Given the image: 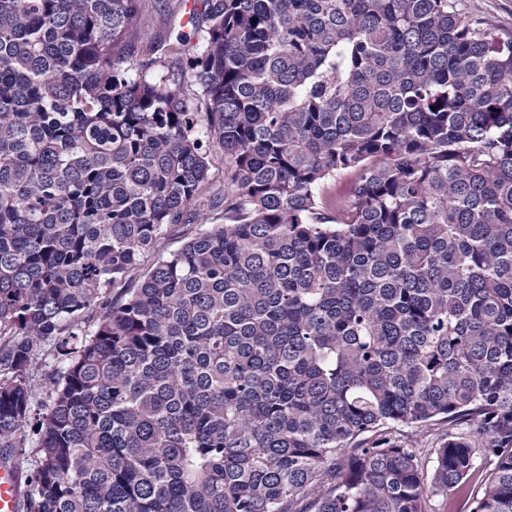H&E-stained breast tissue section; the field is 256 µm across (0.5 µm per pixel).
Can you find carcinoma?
Returning <instances> with one entry per match:
<instances>
[{"mask_svg":"<svg viewBox=\"0 0 512 512\" xmlns=\"http://www.w3.org/2000/svg\"><path fill=\"white\" fill-rule=\"evenodd\" d=\"M196 31L202 106L132 73L140 0H0L28 512H512V34L453 0H202Z\"/></svg>","mask_w":512,"mask_h":512,"instance_id":"cac0c4a2","label":"carcinoma"}]
</instances>
